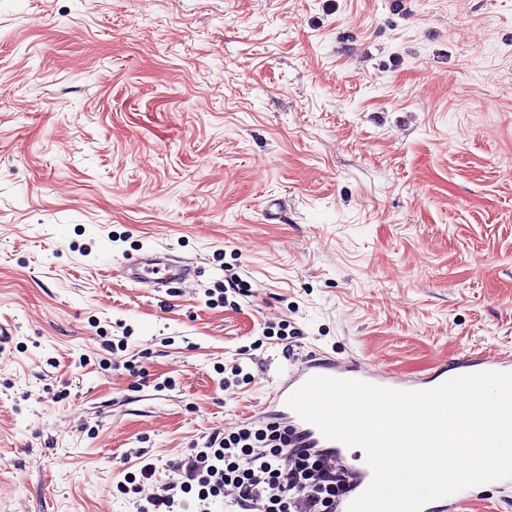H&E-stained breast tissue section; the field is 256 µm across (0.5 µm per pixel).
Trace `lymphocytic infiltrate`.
Segmentation results:
<instances>
[{
	"mask_svg": "<svg viewBox=\"0 0 512 512\" xmlns=\"http://www.w3.org/2000/svg\"><path fill=\"white\" fill-rule=\"evenodd\" d=\"M173 469L177 480L162 485L139 512H212L228 487L233 512H336L347 491L344 473L291 447L287 428L273 422L212 436Z\"/></svg>",
	"mask_w": 512,
	"mask_h": 512,
	"instance_id": "1",
	"label": "lymphocytic infiltrate"
}]
</instances>
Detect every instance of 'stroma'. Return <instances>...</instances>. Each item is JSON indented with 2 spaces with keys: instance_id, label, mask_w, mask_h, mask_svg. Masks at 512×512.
Returning a JSON list of instances; mask_svg holds the SVG:
<instances>
[{
  "instance_id": "obj_1",
  "label": "stroma",
  "mask_w": 512,
  "mask_h": 512,
  "mask_svg": "<svg viewBox=\"0 0 512 512\" xmlns=\"http://www.w3.org/2000/svg\"><path fill=\"white\" fill-rule=\"evenodd\" d=\"M0 323V512H137L313 352L512 350V0H0ZM142 261L140 257H130L127 258L122 265L118 266L117 269L114 270L117 276H126L136 283L142 284H154V285H162L169 279H173L179 283H185L188 281L192 275V268L190 263H185L180 266L175 274H173L171 278H167V275L159 276L161 273V268L154 265H159L160 263H151Z\"/></svg>"
}]
</instances>
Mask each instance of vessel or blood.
<instances>
[{
  "label": "vessel or blood",
  "mask_w": 512,
  "mask_h": 512,
  "mask_svg": "<svg viewBox=\"0 0 512 512\" xmlns=\"http://www.w3.org/2000/svg\"><path fill=\"white\" fill-rule=\"evenodd\" d=\"M160 267L142 261L138 257L127 258L116 269L117 276H124L136 283L163 284ZM486 371L512 372V351H489L466 355L454 359L448 369H433L432 372L418 377H404L391 369H369L361 363L339 359L330 355L315 356L296 362L285 378L278 380L267 400V407L273 416L291 434L293 447L309 448L329 464L339 466L349 478V491L336 502V512H347L350 502L359 496L371 480V470L364 455L348 459V449L344 445L325 439L312 424L301 420L285 401L287 397L309 378L324 375L337 378L362 380L374 385L400 390H428L443 381L464 374ZM473 488L427 504L423 512H462L470 502Z\"/></svg>",
  "instance_id": "obj_1"
}]
</instances>
